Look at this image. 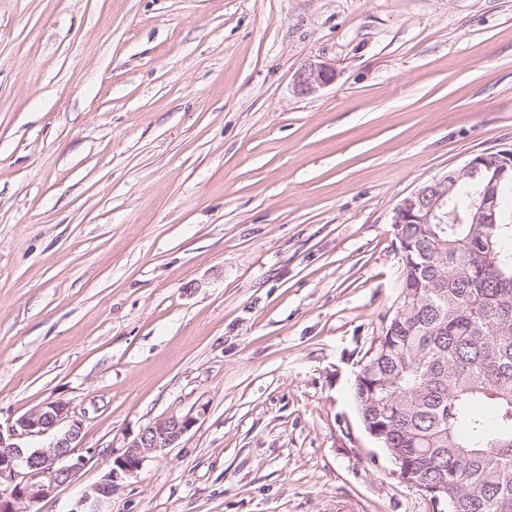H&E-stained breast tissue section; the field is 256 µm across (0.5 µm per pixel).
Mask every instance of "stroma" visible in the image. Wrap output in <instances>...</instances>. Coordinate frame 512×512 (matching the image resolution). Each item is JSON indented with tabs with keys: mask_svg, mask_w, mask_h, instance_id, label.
I'll list each match as a JSON object with an SVG mask.
<instances>
[{
	"mask_svg": "<svg viewBox=\"0 0 512 512\" xmlns=\"http://www.w3.org/2000/svg\"><path fill=\"white\" fill-rule=\"evenodd\" d=\"M511 146L512 0H0V422L68 401L88 459L33 512L189 412L111 512H433L352 381L395 207ZM336 81V69L324 62L308 61L296 71L293 79L298 95L310 96Z\"/></svg>",
	"mask_w": 512,
	"mask_h": 512,
	"instance_id": "obj_1",
	"label": "stroma"
}]
</instances>
